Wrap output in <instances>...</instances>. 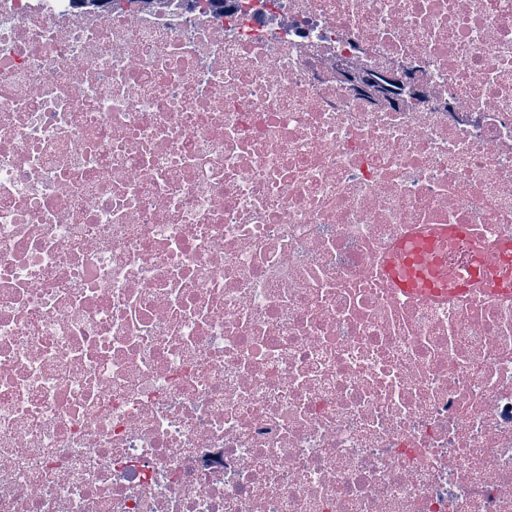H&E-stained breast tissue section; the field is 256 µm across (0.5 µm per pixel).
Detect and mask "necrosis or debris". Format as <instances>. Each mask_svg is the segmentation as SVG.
<instances>
[{"mask_svg":"<svg viewBox=\"0 0 512 512\" xmlns=\"http://www.w3.org/2000/svg\"><path fill=\"white\" fill-rule=\"evenodd\" d=\"M512 0H0V512H512ZM467 229L462 224L418 225L406 239L399 242L383 261L387 269L390 288L396 295L408 299H423L447 294L448 275L439 274L424 281L417 276L415 263L422 267L435 264V247L439 239L463 237ZM491 280L496 288L483 290L497 296L512 294V243L506 241L492 246L484 245L477 250L474 265L463 274L455 275L452 295H466L483 280Z\"/></svg>","mask_w":512,"mask_h":512,"instance_id":"4bbe7bcc","label":"necrosis or debris"}]
</instances>
